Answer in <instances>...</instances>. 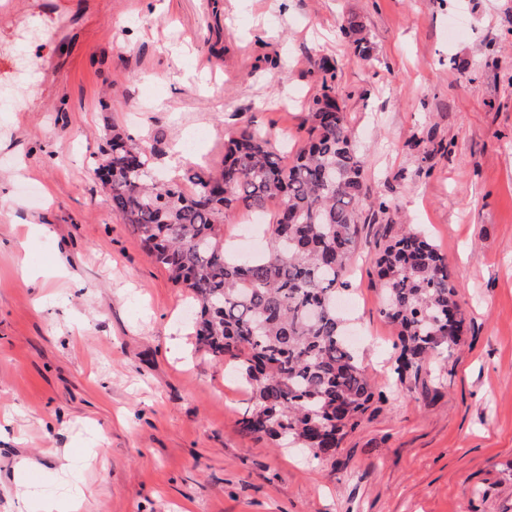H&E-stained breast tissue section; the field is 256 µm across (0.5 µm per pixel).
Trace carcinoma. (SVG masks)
Masks as SVG:
<instances>
[{"instance_id": "1", "label": "carcinoma", "mask_w": 512, "mask_h": 512, "mask_svg": "<svg viewBox=\"0 0 512 512\" xmlns=\"http://www.w3.org/2000/svg\"><path fill=\"white\" fill-rule=\"evenodd\" d=\"M344 31L355 52L370 53L361 23L351 19ZM337 95L336 67L326 64L305 143L290 163L267 134L246 129L224 141L219 169L187 176L190 191L152 176L157 145L118 132L97 167L112 213L199 302V341L248 385L240 432L287 437L316 456L340 447L374 398L336 307L363 225L384 221L389 229L375 264L381 313L399 329L397 375L452 355L465 323L448 262L433 242L397 223L391 200L366 203L365 161ZM271 204L277 211L266 252L227 257L224 224Z\"/></svg>"}]
</instances>
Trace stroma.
<instances>
[{"mask_svg": "<svg viewBox=\"0 0 512 512\" xmlns=\"http://www.w3.org/2000/svg\"><path fill=\"white\" fill-rule=\"evenodd\" d=\"M40 2L0 11L39 87L0 108V512H38L43 485L19 462L55 472L84 448L83 512H512V0H67L55 32L56 0ZM325 59L369 199L395 200L447 258L465 330L452 356L394 374L371 262L385 228L365 225L342 316L377 399L316 459L240 433L244 380L199 345L190 291L113 214L95 167L116 132L162 138V176L220 164L245 127L295 152ZM271 221L238 214L229 256H254ZM60 257L69 277L19 272Z\"/></svg>", "mask_w": 512, "mask_h": 512, "instance_id": "1", "label": "stroma"}]
</instances>
